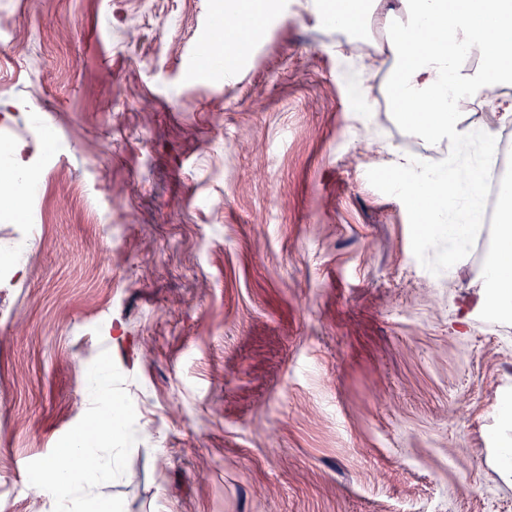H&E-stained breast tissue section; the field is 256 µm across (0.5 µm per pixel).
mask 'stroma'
I'll return each mask as SVG.
<instances>
[{"label":"stroma","mask_w":512,"mask_h":512,"mask_svg":"<svg viewBox=\"0 0 512 512\" xmlns=\"http://www.w3.org/2000/svg\"><path fill=\"white\" fill-rule=\"evenodd\" d=\"M278 0L234 77L224 0H0V134L43 226L0 278V512L131 414L124 474L73 512H512L494 463L512 318L476 309L393 184L435 144L395 123L371 46ZM512 87L466 109L492 134Z\"/></svg>","instance_id":"1"}]
</instances>
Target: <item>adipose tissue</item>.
I'll list each match as a JSON object with an SVG mask.
<instances>
[{
    "label": "adipose tissue",
    "instance_id": "adipose-tissue-1",
    "mask_svg": "<svg viewBox=\"0 0 512 512\" xmlns=\"http://www.w3.org/2000/svg\"><path fill=\"white\" fill-rule=\"evenodd\" d=\"M306 13L316 22L341 31L388 29L385 41L375 43L377 57L390 65L397 120L430 142L452 148L437 161L403 156L398 169L413 203L424 204L430 215L427 235L448 234L466 240L469 218H457L456 199L465 195L478 206L481 185L497 167L493 152L468 171L457 168L455 150L467 146L472 127L458 112H413L411 101L455 93L474 99L497 88L512 86V0H307ZM467 43L474 59L457 58L458 43ZM491 253L483 269L477 306L512 314V185L503 192L499 222L489 229ZM87 387L100 404L101 438L67 448L69 469L44 465L37 487L53 496L61 512L75 501L93 497L95 487L119 481L126 451L124 424L112 400L106 376L88 379Z\"/></svg>",
    "mask_w": 512,
    "mask_h": 512
}]
</instances>
